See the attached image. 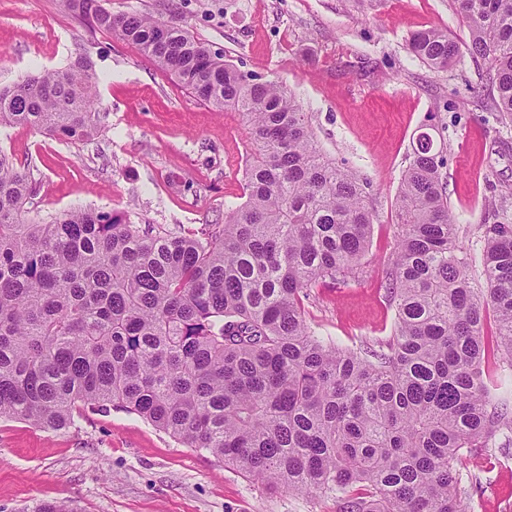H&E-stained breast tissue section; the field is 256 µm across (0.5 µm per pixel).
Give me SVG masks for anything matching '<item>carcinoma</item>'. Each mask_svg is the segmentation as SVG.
Returning <instances> with one entry per match:
<instances>
[{
  "instance_id": "obj_1",
  "label": "carcinoma",
  "mask_w": 512,
  "mask_h": 512,
  "mask_svg": "<svg viewBox=\"0 0 512 512\" xmlns=\"http://www.w3.org/2000/svg\"><path fill=\"white\" fill-rule=\"evenodd\" d=\"M61 2L214 111L242 116L247 199L198 227L90 209L42 223L26 216L30 166L0 151V418L57 430L80 409L113 405L272 490L334 494L338 512H466L465 449L512 433L485 369L490 356L512 367V224L484 226L475 287L443 151L420 133L395 201L394 335L377 350L327 343L304 300L368 252L367 182L326 155L278 82L152 15ZM455 2L512 120V0ZM409 46L437 71L460 53L437 26ZM100 82L81 55L27 75L0 88V127L89 140L106 118Z\"/></svg>"
}]
</instances>
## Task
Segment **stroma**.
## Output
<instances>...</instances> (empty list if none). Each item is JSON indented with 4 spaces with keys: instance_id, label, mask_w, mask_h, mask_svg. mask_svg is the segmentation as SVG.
<instances>
[{
    "instance_id": "stroma-1",
    "label": "stroma",
    "mask_w": 512,
    "mask_h": 512,
    "mask_svg": "<svg viewBox=\"0 0 512 512\" xmlns=\"http://www.w3.org/2000/svg\"><path fill=\"white\" fill-rule=\"evenodd\" d=\"M187 29L225 58L290 90L323 150L367 181L378 225L355 277L312 289L319 337L357 349L388 341L396 322L384 288L395 199L420 133L443 147L458 244L479 278L482 227L512 224V122L492 106L487 65L467 48L454 0H102ZM448 29L463 50L435 71L409 49L415 31ZM85 53L104 78L106 127L85 143L26 126L0 128V149L30 162V217L72 208L132 224H220L245 201L248 130L216 112L132 44L82 24L60 0H0V85ZM467 512H512V444L469 449L460 469ZM337 512L333 498L273 491L153 424L107 407L46 430L0 420V512Z\"/></svg>"
}]
</instances>
